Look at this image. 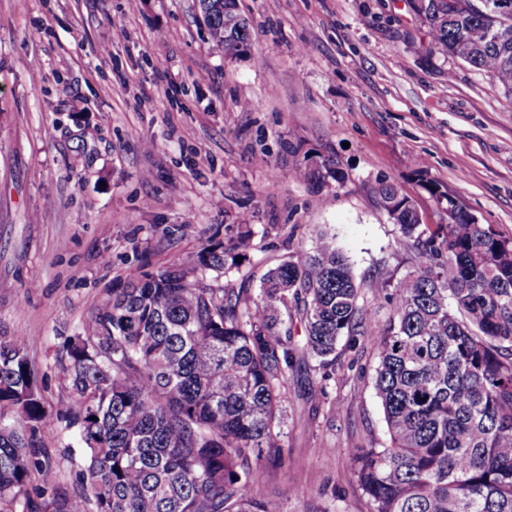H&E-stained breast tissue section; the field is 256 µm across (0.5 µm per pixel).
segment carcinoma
<instances>
[{"instance_id":"carcinoma-1","label":"carcinoma","mask_w":512,"mask_h":512,"mask_svg":"<svg viewBox=\"0 0 512 512\" xmlns=\"http://www.w3.org/2000/svg\"><path fill=\"white\" fill-rule=\"evenodd\" d=\"M433 51L512 94V0H410ZM228 56L250 49L237 0H198ZM294 176L340 186L328 158ZM448 223L431 227L394 183L378 202L399 227L411 269L381 268L365 285L333 240L318 239L268 269L258 288L240 273L266 235L250 215L199 250L135 271L101 301L85 335L64 347L79 428L82 491L56 496L38 458L46 411L22 336H0V512H276L254 492L260 462L285 461L290 384L309 361L331 379L356 344L377 359L375 390L388 442L347 449L370 512H512V238L472 220L430 184ZM391 307L379 329L363 288ZM303 326V343L293 324ZM12 419L4 420V412ZM41 484L30 495L33 475Z\"/></svg>"}]
</instances>
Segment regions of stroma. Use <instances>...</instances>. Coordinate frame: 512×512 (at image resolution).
<instances>
[{
  "mask_svg": "<svg viewBox=\"0 0 512 512\" xmlns=\"http://www.w3.org/2000/svg\"><path fill=\"white\" fill-rule=\"evenodd\" d=\"M239 7L252 49L230 59L196 0H0V334L26 338L50 413L72 403L64 346L106 291L241 213L272 228L251 256L255 284L289 245L322 236L359 280L385 265L406 273L382 182L424 223L448 221L429 181L512 236V95L432 53L409 0ZM319 157L336 161L342 187L294 177ZM376 364L357 347L328 384L291 389L288 461L260 465L256 487L279 512H368L346 450L387 440ZM37 441L56 492L76 495L74 431L56 420ZM288 486L298 495L285 501Z\"/></svg>",
  "mask_w": 512,
  "mask_h": 512,
  "instance_id": "stroma-1",
  "label": "stroma"
}]
</instances>
